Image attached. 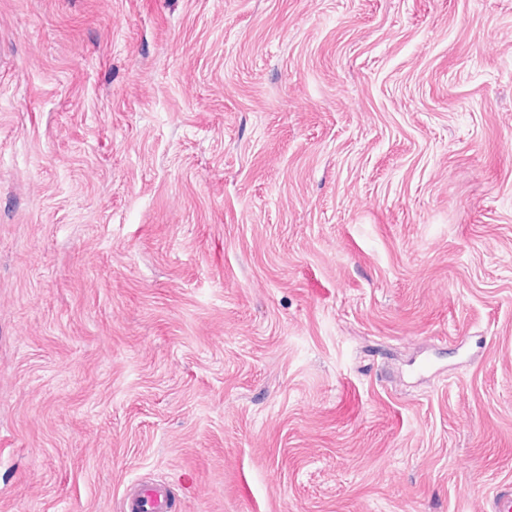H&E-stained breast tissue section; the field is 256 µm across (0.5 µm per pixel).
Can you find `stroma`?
<instances>
[{
  "instance_id": "35a3bbf8",
  "label": "stroma",
  "mask_w": 512,
  "mask_h": 512,
  "mask_svg": "<svg viewBox=\"0 0 512 512\" xmlns=\"http://www.w3.org/2000/svg\"><path fill=\"white\" fill-rule=\"evenodd\" d=\"M512 492V0H0V512ZM169 484L162 479L133 484L125 495L120 512H170Z\"/></svg>"
}]
</instances>
